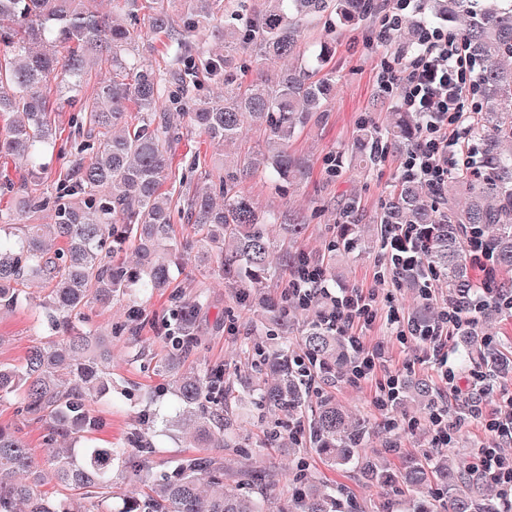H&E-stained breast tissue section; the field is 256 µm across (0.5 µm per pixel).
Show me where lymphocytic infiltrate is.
<instances>
[{
  "instance_id": "obj_1",
  "label": "lymphocytic infiltrate",
  "mask_w": 512,
  "mask_h": 512,
  "mask_svg": "<svg viewBox=\"0 0 512 512\" xmlns=\"http://www.w3.org/2000/svg\"><path fill=\"white\" fill-rule=\"evenodd\" d=\"M418 43L417 53L398 56L395 64L382 66L378 82L387 91L401 88L403 111L426 115V125L402 164V174L435 188L447 183L456 158L465 153L472 119L465 103L473 69L458 39L443 28L423 27ZM307 285L326 298V325L345 337L354 352L353 382L373 387L378 405H393L400 391L398 372L388 370L379 348L366 341V331L381 317L400 342L413 338L422 345L424 357L436 367L446 394L456 397L462 387L480 385L478 373L462 379L448 348L449 337L472 326L471 319L455 304L445 303L433 319L407 320L398 310L383 309L374 292L359 288L332 292L315 279L308 280ZM482 419L490 440L480 448L479 475L512 493V453L503 449L504 442L512 441V394L503 393L498 406L483 413Z\"/></svg>"
}]
</instances>
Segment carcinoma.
<instances>
[{
    "instance_id": "1",
    "label": "carcinoma",
    "mask_w": 512,
    "mask_h": 512,
    "mask_svg": "<svg viewBox=\"0 0 512 512\" xmlns=\"http://www.w3.org/2000/svg\"><path fill=\"white\" fill-rule=\"evenodd\" d=\"M99 0H0V159L41 179L48 155L74 158L73 172L51 189L32 188L23 208L52 213L51 224H17L0 211V308L10 309L21 287L42 285L45 310L55 338L28 348L24 363H0V405H15L16 415L45 430L42 462H35L19 432L0 427V512H266L267 493L251 495L237 485L224 486V460L189 456L147 489L124 491L112 510L113 473L137 472L152 453L138 433L125 448L101 446L88 434L102 428L89 413L94 398L106 391L109 372L102 337L137 331L142 310L133 305L117 327L84 330L85 308L110 305L136 291L150 295L170 285L175 265L195 263L235 289L243 309L281 272L308 266L325 280L335 277L330 256L385 243L387 225L415 229L422 268L404 276L411 288L430 274L448 284L465 308L473 288L472 258L465 238L482 241L491 264L512 271V0H426L436 23L454 31L473 65L471 97L474 118L468 128L471 161L448 178L440 202L427 200L421 186L398 177L383 211L362 223L355 202L343 207L328 257L296 248L306 231L295 213L257 209L242 183L260 171L280 182L307 175L303 157L290 149L292 139L325 111L336 85L333 71L316 77L327 64L333 43L285 75L261 71L247 84L229 57L258 49L272 68L284 58L299 57L302 35L326 15L354 24L380 8L376 0H232L234 23L224 27V53L201 50L186 42L210 26L212 0H189L183 15L184 39L178 42V68L167 78L133 54L143 29L142 0H110L112 16L99 14ZM155 0L148 15L152 33L173 32L167 3ZM108 66L112 75L90 98L81 96L91 69ZM221 83L216 96L195 92L200 72ZM58 80L56 98L48 80ZM72 108L69 132L53 128L50 114L58 104ZM134 106L138 122L127 121ZM189 119L211 144L220 148V175L194 185L186 197L184 218L191 234H173L170 192L164 189L175 156L170 144L180 139L166 113ZM258 125L261 147L237 152L246 131ZM424 117L397 112L384 130L363 124L359 149L349 166L367 169L386 153L407 156L415 146ZM135 246L136 261L125 254ZM512 286L480 307L492 322L507 311ZM175 330L165 333L168 356L157 371L179 402L177 421L192 427L193 448H234L247 454L248 444L234 440L239 424L236 406L251 407L270 444L308 446L333 468L351 467L375 475L390 496L409 488L410 512H507L500 494L484 488L475 468L461 469L450 448L405 462L401 478L366 451L372 427L352 419L328 391L336 378L350 374L346 342L322 321L320 297L285 293L281 303L266 306L279 342L262 338L245 344L242 353L250 381L239 388L224 365L199 371L180 369L198 345L195 324L205 306L198 293L171 296ZM299 328V349L288 333ZM470 361L491 388L509 376L497 345H473ZM403 390L430 408L433 388L425 381L405 382ZM77 434L80 448H59L61 439ZM71 491L52 498L38 490L43 472ZM296 486L277 512H362L346 491L325 493L307 479L303 465L293 475Z\"/></svg>"
}]
</instances>
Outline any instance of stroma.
Wrapping results in <instances>:
<instances>
[{
  "mask_svg": "<svg viewBox=\"0 0 512 512\" xmlns=\"http://www.w3.org/2000/svg\"><path fill=\"white\" fill-rule=\"evenodd\" d=\"M383 16V11L378 10L365 21L353 25H341L335 19L327 18L306 32L304 47L309 54L318 49L324 38H332L335 50L329 66L336 72V91L328 102L323 121L305 127L291 142L292 149L308 159L309 175L304 181L277 187L265 175L259 174L244 185L259 209H289L306 217L308 229L300 243L301 250L325 252L335 236L334 226L340 220L341 203L346 197H357L363 218L378 214L388 199L392 182L400 174L402 159L394 153L387 154L370 169H349L339 179L329 178L324 169L328 155H350L362 121L369 120L384 128L390 122L391 112L398 109L397 93L378 87L377 72L382 63L393 62L396 50L404 48L405 42L400 37L389 42L381 39ZM176 124L180 133L179 141L173 145L176 157L195 160L197 177L212 172L213 146L187 120L177 119ZM386 265L387 251L384 248L354 251L337 261L336 277L331 285L335 288H374L379 295H392L404 315H422L415 290L402 287L397 279L379 280L378 275ZM173 288L200 291L206 298L197 327L200 344L186 358V367L200 370L220 362L227 375L244 372L246 366L237 351L242 342L261 334L263 328L255 318L241 310L235 291L225 287L223 280L190 266L173 270L170 289ZM170 289L154 292L140 301L146 319L138 339L148 346L149 361L132 360L126 338L114 337L112 361L108 366L112 390L91 405L92 416L103 423L99 433L101 444L124 447L125 439L132 431L139 432L143 439L151 442L154 454L149 460L148 472L154 476L172 471L184 456L191 453L180 432L164 428L162 419L174 413L176 401L167 393L164 379L152 367L153 362L163 360L167 353L160 324L171 308ZM43 296L41 288L28 286L23 289L16 307L9 311L0 310V362L22 363L28 347L36 339L32 326L40 312ZM370 340L381 345L390 368L440 387L435 368L419 361L416 346L400 348L385 322L376 323ZM331 392L352 415L370 421L372 434L368 446L383 454L391 467H399L405 456H420L430 451L432 433L425 415L415 404H407L397 419V429L391 431L387 428L388 415L375 406L374 391L369 386L345 379L337 382ZM467 403L464 396L450 402L448 419L461 421L455 451L463 465L472 467L478 463L472 450L484 443L485 435L480 421L465 415ZM242 434L250 443L248 456H238L231 448L222 451L225 484H235L238 473L249 468L261 477L268 490L281 497L287 496L291 487L286 475L293 464L287 449L266 446L253 427L243 426ZM309 473L325 490L344 487L350 497L362 505L364 512H383L386 496L382 488L361 472L352 468H332L314 455L310 458Z\"/></svg>",
  "mask_w": 512,
  "mask_h": 512,
  "instance_id": "1",
  "label": "stroma"
}]
</instances>
